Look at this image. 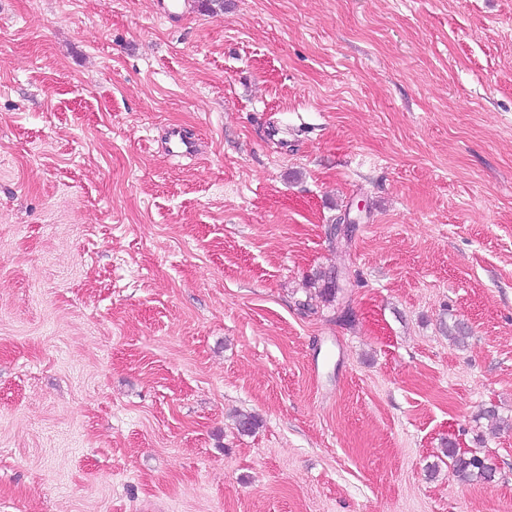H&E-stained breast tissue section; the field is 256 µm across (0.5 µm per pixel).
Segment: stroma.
Instances as JSON below:
<instances>
[{
	"instance_id": "35a3bbf8",
	"label": "stroma",
	"mask_w": 512,
	"mask_h": 512,
	"mask_svg": "<svg viewBox=\"0 0 512 512\" xmlns=\"http://www.w3.org/2000/svg\"><path fill=\"white\" fill-rule=\"evenodd\" d=\"M188 2L0 0V512H512V0ZM456 447L455 444H452ZM450 444L443 448L444 456L451 460L452 475L465 483L482 482L490 483L494 480L495 469L487 462V459L477 453L459 455L456 448Z\"/></svg>"
}]
</instances>
